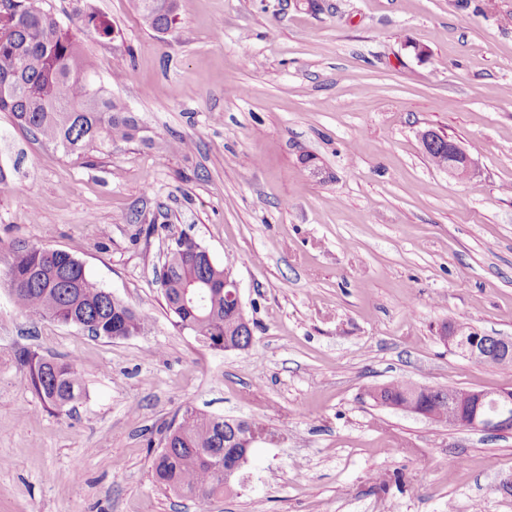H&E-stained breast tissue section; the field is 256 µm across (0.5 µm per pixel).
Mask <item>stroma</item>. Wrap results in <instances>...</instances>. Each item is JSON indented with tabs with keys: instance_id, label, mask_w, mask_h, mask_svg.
<instances>
[{
	"instance_id": "1",
	"label": "stroma",
	"mask_w": 512,
	"mask_h": 512,
	"mask_svg": "<svg viewBox=\"0 0 512 512\" xmlns=\"http://www.w3.org/2000/svg\"><path fill=\"white\" fill-rule=\"evenodd\" d=\"M76 31L146 137L67 157L0 112V512H198L151 460L188 407L275 432L207 512H512V434L375 404L405 380L512 388L444 345V321L512 336V0H178L165 34L132 0H38ZM107 21L103 38L82 27ZM435 129L474 159L434 167ZM230 266L244 351L181 331L158 279L179 234ZM25 242L65 251L148 317L121 339L21 314ZM76 359L43 407L15 352ZM437 136L442 137L448 144L454 146L455 152L457 153V159L459 160L457 163L448 165V148L442 145H436L434 147H428L426 153L428 154V159L431 163L437 168H446L448 167V176L463 180L469 178L475 171V164L470 155L466 152V150L455 140L445 137L443 134L437 131H430L425 133V139L427 142H431L433 139H437Z\"/></svg>"
}]
</instances>
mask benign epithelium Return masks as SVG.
<instances>
[{"label":"benign epithelium","instance_id":"obj_1","mask_svg":"<svg viewBox=\"0 0 512 512\" xmlns=\"http://www.w3.org/2000/svg\"><path fill=\"white\" fill-rule=\"evenodd\" d=\"M445 141L454 146L458 162L448 166V176L463 180L475 171V164L466 150L455 140ZM224 287L232 289V305L243 309L240 289L232 269L224 268ZM437 335L444 343L460 350L472 360L494 364L501 356H512V338L494 336L477 330L466 337L453 331V325L445 323L437 328ZM448 426L501 434L512 433V389L496 391L469 390L448 401Z\"/></svg>","mask_w":512,"mask_h":512}]
</instances>
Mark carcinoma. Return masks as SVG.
<instances>
[{
    "mask_svg": "<svg viewBox=\"0 0 512 512\" xmlns=\"http://www.w3.org/2000/svg\"><path fill=\"white\" fill-rule=\"evenodd\" d=\"M36 2L0 0V112L10 113L17 126L66 156L102 152L114 142L139 138L138 120L107 93L76 35ZM133 2L153 31L166 33L173 27L176 4L163 14L150 6V0ZM426 153L435 167H448V148L436 145ZM189 241L179 236L166 255L165 302L176 326L209 349L222 351L224 334L237 333L241 315H230L224 268L198 264L185 247ZM7 279L21 313L86 328L95 337L111 339L116 331L134 336L147 322L144 314L99 286L83 264L64 251L19 243L12 248ZM199 290L206 297L203 304L185 302L184 293ZM16 359L43 405L59 413L68 411L82 387L78 363L47 359L25 348L16 351ZM406 386L407 382L396 381L372 388L370 395L381 393L383 399L405 406L410 403ZM456 392L442 388L443 399L425 397L420 404L436 412L435 421L440 422L448 397ZM248 431L247 424L227 428L221 417L185 409L179 421L167 427L165 446L153 460L156 481L201 503L235 494L238 482L225 481L224 469L234 466L233 453Z\"/></svg>",
    "mask_w": 512,
    "mask_h": 512,
    "instance_id": "1",
    "label": "carcinoma"
}]
</instances>
